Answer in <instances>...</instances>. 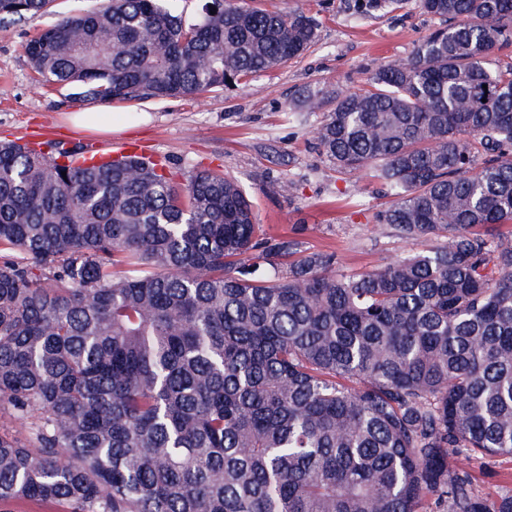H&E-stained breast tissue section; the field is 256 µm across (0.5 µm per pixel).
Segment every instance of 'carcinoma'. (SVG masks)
Segmentation results:
<instances>
[{
  "instance_id": "obj_1",
  "label": "carcinoma",
  "mask_w": 512,
  "mask_h": 512,
  "mask_svg": "<svg viewBox=\"0 0 512 512\" xmlns=\"http://www.w3.org/2000/svg\"><path fill=\"white\" fill-rule=\"evenodd\" d=\"M361 17L407 0H356ZM50 0H0L22 20ZM440 26L315 144L384 187L362 271L267 236L221 169L0 141V506L65 512H512V0H416ZM317 23L203 0H101L24 45L36 81L110 104L247 82Z\"/></svg>"
}]
</instances>
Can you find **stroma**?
Returning <instances> with one entry per match:
<instances>
[{"label": "stroma", "mask_w": 512, "mask_h": 512, "mask_svg": "<svg viewBox=\"0 0 512 512\" xmlns=\"http://www.w3.org/2000/svg\"><path fill=\"white\" fill-rule=\"evenodd\" d=\"M269 12L303 8L319 21L299 58L217 92L112 105L82 101L69 90L38 87L24 44L60 18L94 11L99 0H51L47 11L0 22V139L97 145L102 154L129 145L183 166L221 168L253 202L259 224L301 242L335 250L345 270L373 268L390 257L426 250L429 240L400 241L373 222L389 197L337 171L313 146L322 111L299 121L289 104L315 86L353 89L384 62L408 56L439 21L414 4L360 18L354 0H246ZM75 112L94 113L98 128L74 127Z\"/></svg>", "instance_id": "stroma-1"}]
</instances>
